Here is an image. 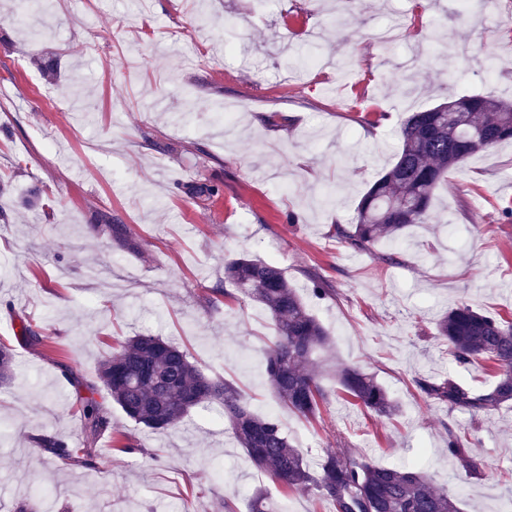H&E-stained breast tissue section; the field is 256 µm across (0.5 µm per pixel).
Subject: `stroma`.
<instances>
[{"label": "stroma", "instance_id": "stroma-1", "mask_svg": "<svg viewBox=\"0 0 512 512\" xmlns=\"http://www.w3.org/2000/svg\"><path fill=\"white\" fill-rule=\"evenodd\" d=\"M13 3L0 0V342L17 362L0 386V512L22 499L37 512H224L230 495L248 512L258 494L274 512H330L255 470L221 405L154 431L98 382L119 341L150 333L260 414L282 415L264 373L270 316L225 293L224 264L241 253L278 264L334 341L319 418L282 415L310 468L355 448L381 466H418L464 512H506L512 408L451 412L412 381H495L456 366L435 333L463 301L512 316V142L450 171L429 223L397 250H353L335 227L393 162L409 113L451 94L512 100V0H49L26 28ZM393 23L399 42L383 47L374 33ZM46 57L58 62L51 78ZM107 213L139 254L89 232ZM317 280L333 296L315 298ZM24 321L42 345L21 342ZM340 363L373 374L398 416L336 393ZM87 396L112 416L93 469L35 443H80ZM450 425L472 439L481 477L464 478L449 456Z\"/></svg>", "mask_w": 512, "mask_h": 512}]
</instances>
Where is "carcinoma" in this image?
Wrapping results in <instances>:
<instances>
[{"label":"carcinoma","instance_id":"cac0c4a2","mask_svg":"<svg viewBox=\"0 0 512 512\" xmlns=\"http://www.w3.org/2000/svg\"><path fill=\"white\" fill-rule=\"evenodd\" d=\"M43 11L42 0H18L14 22L28 25ZM455 122L448 124V109ZM400 148L392 164L362 195L350 227L336 226V237L367 251L385 240L397 248L407 228L431 217L437 186L468 158L512 139V102L491 95L450 97L410 113L401 124ZM119 247L136 252L127 225L107 224ZM224 281L260 304L270 315L275 340L266 353L265 373L279 406L307 420L319 417L329 394L320 384L318 353L333 347L327 329L286 277L281 267L241 254L224 265ZM437 338L455 364L482 363L496 369V381L475 389L454 374L419 377L415 386L429 402L476 417L512 401V321L479 312L461 302L437 323ZM13 349L0 344V381L13 375ZM98 377L111 399L135 423L152 430L178 427L191 409L206 403L224 407L232 433L252 466L269 472L291 490L329 502L333 512H462L460 500L436 486L414 466H381L355 448H343L310 469L278 416H261L232 384L211 378L190 360L188 351L152 334L129 337L99 366ZM336 387L377 417L391 419L398 403L376 377L358 366H336ZM84 445L71 448L51 437L37 439L51 457L83 468L97 464L95 441L110 423L108 410L82 399ZM448 455L471 478L482 476L466 434L448 427Z\"/></svg>","mask_w":512,"mask_h":512}]
</instances>
